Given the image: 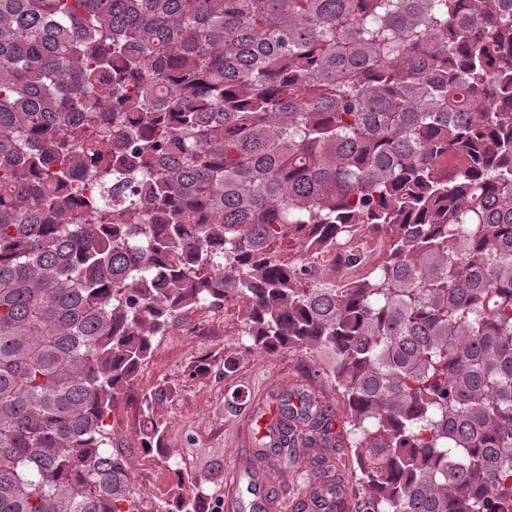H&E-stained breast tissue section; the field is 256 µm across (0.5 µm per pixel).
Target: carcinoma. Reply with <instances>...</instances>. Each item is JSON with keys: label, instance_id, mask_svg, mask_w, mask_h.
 <instances>
[{"label": "carcinoma", "instance_id": "obj_1", "mask_svg": "<svg viewBox=\"0 0 512 512\" xmlns=\"http://www.w3.org/2000/svg\"><path fill=\"white\" fill-rule=\"evenodd\" d=\"M350 224L362 282L288 266ZM233 297L348 407L296 386L258 440L308 451L303 512H512V0H0V512H144L106 420ZM176 475L158 512H209ZM387 251L385 233L370 224H351L345 240L325 256L336 288H346L368 274L384 260ZM330 461L329 470L333 471L332 475L341 477L353 494H360L364 487L358 483L360 470L351 449L344 444V448H338L336 453L332 454Z\"/></svg>", "mask_w": 512, "mask_h": 512}]
</instances>
